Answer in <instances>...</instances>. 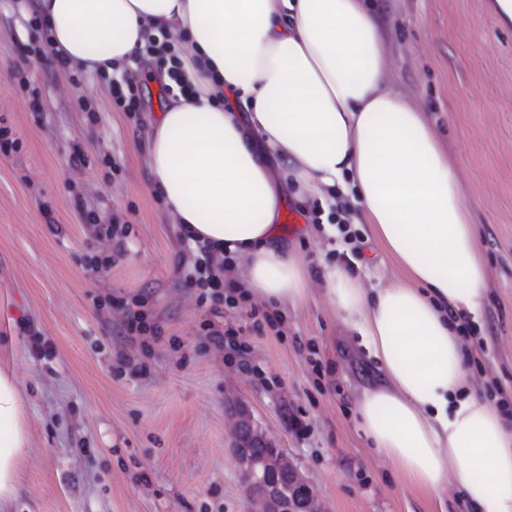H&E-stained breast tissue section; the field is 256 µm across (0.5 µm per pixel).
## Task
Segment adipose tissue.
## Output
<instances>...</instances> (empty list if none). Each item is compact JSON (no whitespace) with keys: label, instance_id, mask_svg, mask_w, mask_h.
Here are the masks:
<instances>
[{"label":"adipose tissue","instance_id":"adipose-tissue-1","mask_svg":"<svg viewBox=\"0 0 512 512\" xmlns=\"http://www.w3.org/2000/svg\"><path fill=\"white\" fill-rule=\"evenodd\" d=\"M51 50L86 72L170 83L147 163L172 223L240 264L247 289L298 302L308 270L279 237L286 188L350 187L355 223L403 273L366 287L324 267L322 291L382 373L358 402L376 450L437 503L512 512V423L471 381L456 329L487 303V265L456 165L422 108L392 91L380 15L365 0H35ZM25 405L0 364V512L21 490Z\"/></svg>","mask_w":512,"mask_h":512}]
</instances>
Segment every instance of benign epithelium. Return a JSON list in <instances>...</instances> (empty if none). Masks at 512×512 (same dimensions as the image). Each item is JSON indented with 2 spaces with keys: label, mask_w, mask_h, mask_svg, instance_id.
<instances>
[{
  "label": "benign epithelium",
  "mask_w": 512,
  "mask_h": 512,
  "mask_svg": "<svg viewBox=\"0 0 512 512\" xmlns=\"http://www.w3.org/2000/svg\"><path fill=\"white\" fill-rule=\"evenodd\" d=\"M237 414L238 422L235 434V447L239 448V452H237V462L245 492L253 506V512H279L282 493L272 490V488L265 483V468L274 464L280 468L290 470L299 481L305 480V477L283 453L268 462L266 460L251 458L241 452V448L245 447L241 430L244 427L250 426V414L247 408L242 404L239 405Z\"/></svg>",
  "instance_id": "1"
}]
</instances>
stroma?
Masks as SVG:
<instances>
[{
    "mask_svg": "<svg viewBox=\"0 0 512 512\" xmlns=\"http://www.w3.org/2000/svg\"><path fill=\"white\" fill-rule=\"evenodd\" d=\"M369 4L387 29L394 90L422 106L457 166L488 269V305L464 337L484 351L472 381L501 388L512 417V29L491 0ZM43 33L19 0H0V127L19 142L0 155V307L11 320L0 332L14 338L30 437L13 512H251L233 451L236 401L324 512H436L358 427V401L380 374L318 284L294 304L248 293L221 303L228 320L278 317L240 335L253 372L209 344L212 304L180 264L196 247L149 186L147 143L171 87L134 84L140 107L125 111L99 77L51 63ZM28 84L42 92L40 111ZM286 207L302 222L280 235L311 269L345 265L369 285L399 278L368 225L347 239L325 229L341 210L292 195ZM90 214L120 218L127 237H90ZM94 254L110 256L107 273L88 271ZM140 296L161 340L122 332ZM38 340L52 357L34 351Z\"/></svg>",
    "mask_w": 512,
    "mask_h": 512,
    "instance_id": "35a3bbf8",
    "label": "stroma"
}]
</instances>
